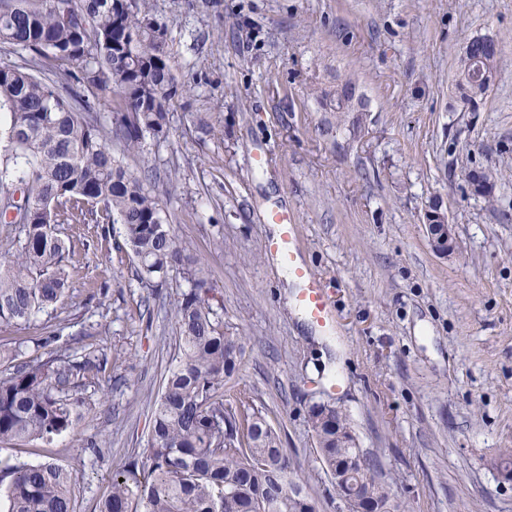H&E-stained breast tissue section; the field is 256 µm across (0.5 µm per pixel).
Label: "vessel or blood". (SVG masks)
Instances as JSON below:
<instances>
[{
	"mask_svg": "<svg viewBox=\"0 0 512 512\" xmlns=\"http://www.w3.org/2000/svg\"><path fill=\"white\" fill-rule=\"evenodd\" d=\"M269 223L278 226L277 237L267 239L265 250L272 257L281 259L297 279L303 280L304 287L298 296V304L303 314L317 324H325L328 320V303L321 280L306 267L294 260L291 245L295 239L297 227L288 221L287 211H276L269 215Z\"/></svg>",
	"mask_w": 512,
	"mask_h": 512,
	"instance_id": "b4317fda",
	"label": "vessel or blood"
}]
</instances>
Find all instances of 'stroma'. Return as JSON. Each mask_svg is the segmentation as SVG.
<instances>
[{
  "instance_id": "1",
  "label": "stroma",
  "mask_w": 512,
  "mask_h": 512,
  "mask_svg": "<svg viewBox=\"0 0 512 512\" xmlns=\"http://www.w3.org/2000/svg\"><path fill=\"white\" fill-rule=\"evenodd\" d=\"M150 7L178 87L169 128L141 153L110 149L147 174L208 269L225 325L245 342L235 381L279 431L316 512H345L307 423L320 402L347 416L397 512H512V480L497 466L512 449V0ZM481 35L497 40L500 65L473 110L456 63ZM349 79L363 111H330L321 91ZM473 170L491 174V198L471 193ZM434 199L456 227L447 256L422 223ZM281 207L328 294L325 330L302 317L264 250V216ZM59 232L74 265L63 303L0 325V343L23 340L26 361L91 348L103 362L79 379L88 407L75 435L0 458L77 466V512H93L113 470L148 446L175 357L171 308L187 284L139 281L121 225Z\"/></svg>"
}]
</instances>
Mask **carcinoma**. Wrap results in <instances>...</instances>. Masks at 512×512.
Returning <instances> with one entry per match:
<instances>
[{"label": "carcinoma", "mask_w": 512, "mask_h": 512, "mask_svg": "<svg viewBox=\"0 0 512 512\" xmlns=\"http://www.w3.org/2000/svg\"><path fill=\"white\" fill-rule=\"evenodd\" d=\"M0 43L33 52L0 66V196L23 190L26 220L0 210V323L26 325L57 306L68 290L70 249L59 224H120L140 280L178 271L190 284L173 306L175 365L154 401L151 437L142 469L112 472L111 490L96 512H315L277 430L254 407L250 390L224 398V381L240 369L243 337L224 329L215 286L191 245L178 239L147 179L112 157L116 140L132 153L145 135L167 133L177 85L166 29L148 0H0ZM495 39L478 37L458 61L456 87L474 106L494 85ZM112 93L113 120L85 117L98 95ZM356 86L322 93L332 112ZM97 351L82 360L30 361L0 374V444L52 442L76 430L86 400L80 374L100 369ZM307 422L326 472L356 454L348 420L336 447L321 413ZM363 494L389 501L372 463L356 472ZM77 470L69 465L18 462L0 467L4 512H76Z\"/></svg>", "instance_id": "obj_1"}]
</instances>
